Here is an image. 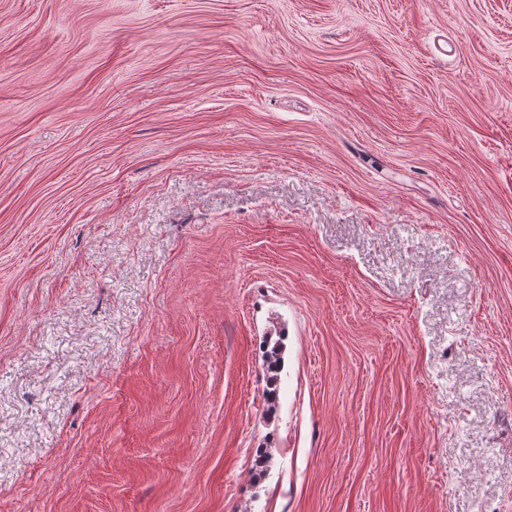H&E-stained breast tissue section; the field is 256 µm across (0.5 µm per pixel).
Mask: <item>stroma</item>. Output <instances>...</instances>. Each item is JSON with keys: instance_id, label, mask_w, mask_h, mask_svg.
<instances>
[{"instance_id": "1", "label": "stroma", "mask_w": 512, "mask_h": 512, "mask_svg": "<svg viewBox=\"0 0 512 512\" xmlns=\"http://www.w3.org/2000/svg\"><path fill=\"white\" fill-rule=\"evenodd\" d=\"M0 512H512V0H0ZM284 352L285 345L281 340L274 342V344L265 351L264 365L268 377L265 396L269 402H275L278 398L280 373L285 364Z\"/></svg>"}]
</instances>
